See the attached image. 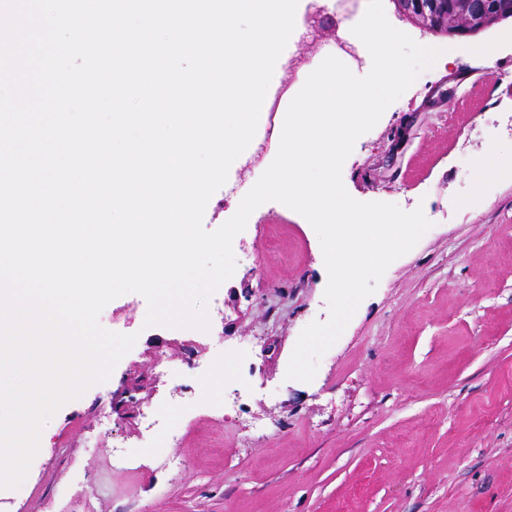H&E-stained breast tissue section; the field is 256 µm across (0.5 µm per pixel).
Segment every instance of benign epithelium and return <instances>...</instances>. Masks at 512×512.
<instances>
[{
  "mask_svg": "<svg viewBox=\"0 0 512 512\" xmlns=\"http://www.w3.org/2000/svg\"><path fill=\"white\" fill-rule=\"evenodd\" d=\"M400 17L449 37L476 34L512 18V0H393Z\"/></svg>",
  "mask_w": 512,
  "mask_h": 512,
  "instance_id": "1",
  "label": "benign epithelium"
}]
</instances>
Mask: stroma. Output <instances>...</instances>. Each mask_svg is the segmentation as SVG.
<instances>
[{"mask_svg":"<svg viewBox=\"0 0 512 512\" xmlns=\"http://www.w3.org/2000/svg\"><path fill=\"white\" fill-rule=\"evenodd\" d=\"M389 22L452 62L422 73L360 136L342 168L361 202L423 209L432 228L386 270L311 382L287 367L301 331L326 321L327 272L311 224L270 201L233 240L237 267L208 302L210 329L145 327V299L99 323L137 334L109 379L44 427L0 512H512V20L475 35L426 33L383 0ZM298 33L269 94L288 108L334 49L342 22L299 0ZM496 40L494 64L476 52ZM257 129L224 188L212 231L275 158ZM498 174L474 188L475 162ZM182 409L162 430L148 408ZM142 449L115 466L116 447Z\"/></svg>","mask_w":512,"mask_h":512,"instance_id":"obj_1","label":"stroma"}]
</instances>
